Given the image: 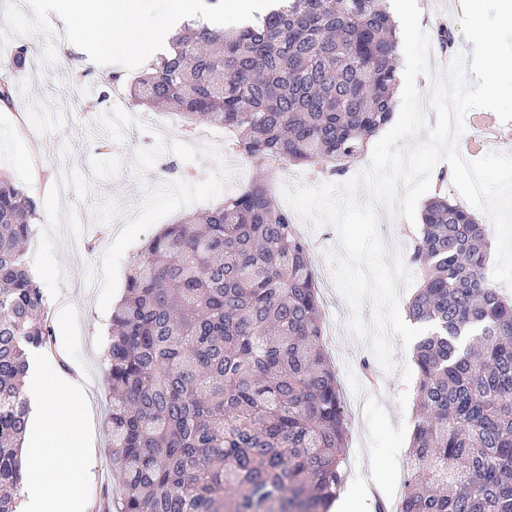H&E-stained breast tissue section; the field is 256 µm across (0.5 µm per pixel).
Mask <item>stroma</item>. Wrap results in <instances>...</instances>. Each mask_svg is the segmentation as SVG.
I'll list each match as a JSON object with an SVG mask.
<instances>
[{"mask_svg": "<svg viewBox=\"0 0 512 512\" xmlns=\"http://www.w3.org/2000/svg\"><path fill=\"white\" fill-rule=\"evenodd\" d=\"M418 5L428 35L440 26L448 28V48L435 43L432 52L449 60L471 54L473 45L458 23L461 0H418ZM68 25L58 0H0V66L18 47L28 49L14 102L0 107V172L26 186L37 205L26 259L51 318L50 366L79 375L83 384L81 399L61 400L58 409L74 408L87 416L86 512H98L107 486L98 473L108 469L111 451L109 380L102 353L129 270L152 236L190 213L223 204L266 178L269 167L237 154L222 126H205L204 138L190 141L174 126L173 114L142 112L110 77L116 70L135 76L147 56L118 49L103 53L90 33L78 42L48 39V32ZM117 107L131 111L137 128L111 126ZM464 123L457 144L464 159L512 154V121L487 128L472 110ZM91 124L107 129L108 148L87 134ZM133 209L139 212L137 222L124 223ZM107 228L112 234L99 249H72L73 241L92 239ZM296 231L319 277H332L326 254L340 248L336 228L300 223ZM319 294L325 350L341 395L361 402L360 410L346 414L349 472L378 487L380 498L367 501V512L381 506L390 510L400 498L394 480L405 468L415 421L413 348L394 339L396 368L385 371L366 341L334 335L336 324L348 323L351 316L337 288L323 287Z\"/></svg>", "mask_w": 512, "mask_h": 512, "instance_id": "1", "label": "stroma"}]
</instances>
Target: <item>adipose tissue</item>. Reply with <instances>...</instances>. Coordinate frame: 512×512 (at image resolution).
Wrapping results in <instances>:
<instances>
[{
  "label": "adipose tissue",
  "instance_id": "obj_1",
  "mask_svg": "<svg viewBox=\"0 0 512 512\" xmlns=\"http://www.w3.org/2000/svg\"><path fill=\"white\" fill-rule=\"evenodd\" d=\"M77 32L93 31L103 51L126 48L145 51L139 30L162 28L165 19L195 11L196 0H68ZM82 391L78 377L48 369L40 355H33L25 377L24 395L36 415L27 448L22 454L29 476L18 499L17 512H84L83 464L87 450L82 415H57L56 401L77 398ZM74 459L76 468L61 472L58 458Z\"/></svg>",
  "mask_w": 512,
  "mask_h": 512
}]
</instances>
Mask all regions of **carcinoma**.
Listing matches in <instances>:
<instances>
[{"instance_id": "obj_1", "label": "carcinoma", "mask_w": 512, "mask_h": 512, "mask_svg": "<svg viewBox=\"0 0 512 512\" xmlns=\"http://www.w3.org/2000/svg\"><path fill=\"white\" fill-rule=\"evenodd\" d=\"M389 0H275L231 31L203 18L130 83L138 106L169 107L185 132L210 121L247 158L347 172L394 115ZM18 50L0 76L13 102ZM36 206L0 174V512H15L30 349L50 347L44 294L24 245ZM491 243L438 194L408 262L420 284L416 421L394 512H512V300L487 277ZM307 243L257 182L153 236L112 311L118 512H330L348 427L323 347Z\"/></svg>"}]
</instances>
